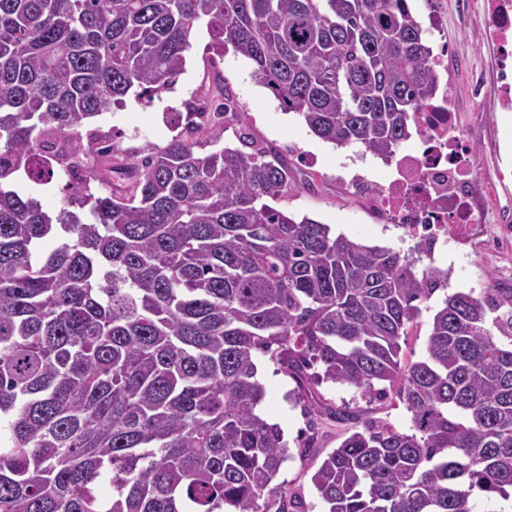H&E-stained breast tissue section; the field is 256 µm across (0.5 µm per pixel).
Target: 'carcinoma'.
<instances>
[{
	"label": "carcinoma",
	"instance_id": "carcinoma-1",
	"mask_svg": "<svg viewBox=\"0 0 512 512\" xmlns=\"http://www.w3.org/2000/svg\"><path fill=\"white\" fill-rule=\"evenodd\" d=\"M203 20L321 140L389 157L420 134L438 78L408 0H0V512H293L260 354L302 401L315 379L386 382L410 414L323 458L326 512L512 501V309L447 295L424 357L402 361L448 272L264 202L289 185L286 158L175 137L126 188L70 187L90 221L9 188L112 153L82 144L85 120L167 90Z\"/></svg>",
	"mask_w": 512,
	"mask_h": 512
}]
</instances>
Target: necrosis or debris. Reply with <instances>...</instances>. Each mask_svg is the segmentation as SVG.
I'll use <instances>...</instances> for the list:
<instances>
[{
  "instance_id": "1",
  "label": "necrosis or debris",
  "mask_w": 512,
  "mask_h": 512,
  "mask_svg": "<svg viewBox=\"0 0 512 512\" xmlns=\"http://www.w3.org/2000/svg\"><path fill=\"white\" fill-rule=\"evenodd\" d=\"M491 23L488 39L497 46L496 71L512 107V0H487ZM421 135L414 147L398 151L385 165L378 183L357 174L353 189L371 193L379 223L394 225L428 248L446 244L449 236L469 235L480 223L478 177L473 148L457 126L447 94L434 95L421 115Z\"/></svg>"
}]
</instances>
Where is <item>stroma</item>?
Instances as JSON below:
<instances>
[{"label": "stroma", "instance_id": "35a3bbf8", "mask_svg": "<svg viewBox=\"0 0 512 512\" xmlns=\"http://www.w3.org/2000/svg\"><path fill=\"white\" fill-rule=\"evenodd\" d=\"M409 3L420 24L426 25L432 13L442 17L440 30H428L426 38L432 48H448L438 69L439 85L452 93L459 126L473 147L480 175L478 193L489 209L482 216L480 236L458 239L437 250L433 259H421V266L447 270L448 288L421 304L401 353L406 361L423 355L429 324L447 293L470 291L479 296L491 288L512 289V156L505 152V140L512 136V110L497 103L496 50L485 37L484 0ZM192 43L173 89L151 99L129 94L123 107L89 119L81 129L83 140L108 135L113 166L130 168L153 149L189 131L194 109L203 106L212 112L228 103V112L217 120L224 130L220 142L211 140L208 127L193 133L198 155H207L220 145L240 147L242 135H249L258 146L277 152L293 166L295 184L272 199L273 207L330 225L334 234L350 240L413 255L411 242L393 225L377 223L367 197L342 180L356 159L363 162L362 172L382 179L384 171L375 157L365 155L357 145L340 148L323 142L294 114L283 112L272 94L253 78L251 62L232 46L219 45L206 24L195 29ZM69 181L62 173L39 186L20 174L13 188L56 211L67 199ZM257 367L266 391L262 411L269 422L281 426L292 452L278 478L295 495L301 512H323L311 475L326 453L339 445L346 426L324 416L307 419L291 397L295 382L269 356H259ZM310 391L327 405L356 410L361 420L385 421L401 429L409 426L407 411L392 397H365L354 388L331 383L311 386Z\"/></svg>", "mask_w": 512, "mask_h": 512}]
</instances>
